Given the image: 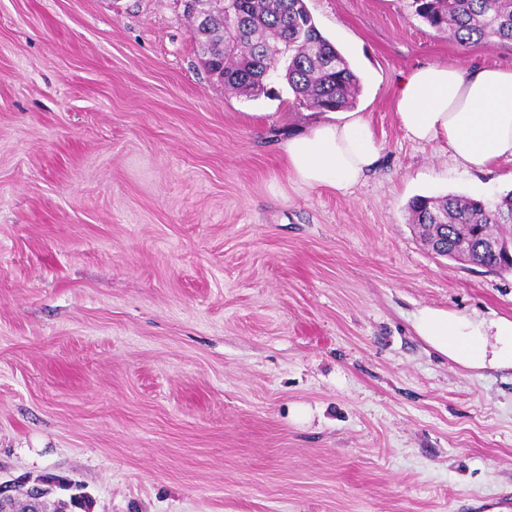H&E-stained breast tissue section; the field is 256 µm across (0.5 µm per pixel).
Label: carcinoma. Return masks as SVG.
Listing matches in <instances>:
<instances>
[{"label": "carcinoma", "mask_w": 512, "mask_h": 512, "mask_svg": "<svg viewBox=\"0 0 512 512\" xmlns=\"http://www.w3.org/2000/svg\"><path fill=\"white\" fill-rule=\"evenodd\" d=\"M416 14L459 45L512 44V0H414ZM227 14L221 0H209L206 26L192 37L209 72L234 93L257 98L276 79L286 81L297 109L339 112L351 109L360 79L348 61L317 28L305 0H236ZM410 222L429 239L443 225L448 258L495 272H512V263L481 251L486 238L512 244V192L494 203L459 195L417 196Z\"/></svg>", "instance_id": "obj_1"}]
</instances>
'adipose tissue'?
Masks as SVG:
<instances>
[{
  "label": "adipose tissue",
  "instance_id": "ef3b65f1",
  "mask_svg": "<svg viewBox=\"0 0 512 512\" xmlns=\"http://www.w3.org/2000/svg\"><path fill=\"white\" fill-rule=\"evenodd\" d=\"M396 114L409 140L443 141L462 165L482 169L512 161V67H417L398 87ZM304 119L307 131L289 136L284 147L288 173L296 183L344 192L376 168L382 145L366 116L308 112ZM415 328L463 366L512 368L510 318L474 321L425 308Z\"/></svg>",
  "mask_w": 512,
  "mask_h": 512
}]
</instances>
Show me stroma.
<instances>
[{
  "instance_id": "1",
  "label": "stroma",
  "mask_w": 512,
  "mask_h": 512,
  "mask_svg": "<svg viewBox=\"0 0 512 512\" xmlns=\"http://www.w3.org/2000/svg\"><path fill=\"white\" fill-rule=\"evenodd\" d=\"M383 145L347 192L292 181L286 83L203 67L182 0H0V480L90 512H491L512 498V369L462 366L421 308L512 318V273L436 255L417 195L496 200L405 137L426 63L512 67L412 0H305Z\"/></svg>"
}]
</instances>
